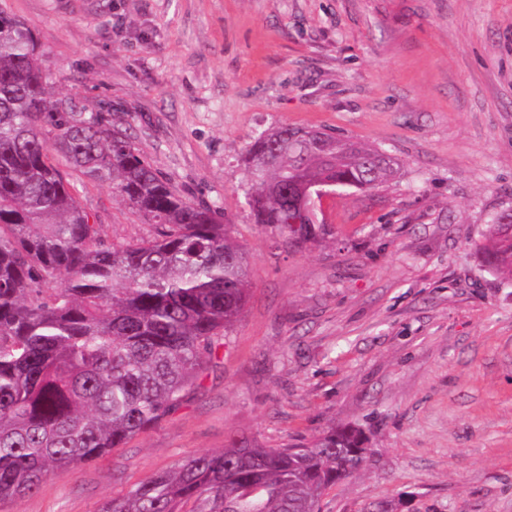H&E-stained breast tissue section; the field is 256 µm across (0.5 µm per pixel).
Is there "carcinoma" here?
<instances>
[{
  "instance_id": "1",
  "label": "carcinoma",
  "mask_w": 512,
  "mask_h": 512,
  "mask_svg": "<svg viewBox=\"0 0 512 512\" xmlns=\"http://www.w3.org/2000/svg\"><path fill=\"white\" fill-rule=\"evenodd\" d=\"M36 39L0 12V501L107 456L157 424L197 383L249 287L245 253L213 207L181 195L102 112L52 99ZM325 155L264 137L248 152L255 223H288L299 178L375 189L374 151ZM109 182L154 237L106 243L55 163ZM476 245L512 280L499 224ZM363 433L333 427L309 445H249L188 458L112 498L99 512H319L323 493L360 470Z\"/></svg>"
}]
</instances>
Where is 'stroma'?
<instances>
[{"mask_svg": "<svg viewBox=\"0 0 512 512\" xmlns=\"http://www.w3.org/2000/svg\"><path fill=\"white\" fill-rule=\"evenodd\" d=\"M53 96L103 109L245 251L249 297L181 404L0 512H98L229 438L360 428L362 470L320 512H512V283L476 244L512 209V0H0ZM396 157L339 187L297 240L254 223L245 157L277 127ZM105 242L154 235L75 179Z\"/></svg>", "mask_w": 512, "mask_h": 512, "instance_id": "1", "label": "stroma"}]
</instances>
